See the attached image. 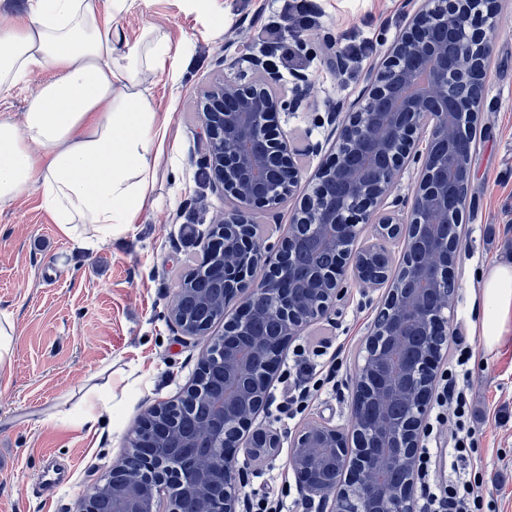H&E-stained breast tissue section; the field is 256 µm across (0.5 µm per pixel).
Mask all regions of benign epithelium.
I'll list each match as a JSON object with an SVG mask.
<instances>
[{"mask_svg": "<svg viewBox=\"0 0 512 512\" xmlns=\"http://www.w3.org/2000/svg\"><path fill=\"white\" fill-rule=\"evenodd\" d=\"M470 0H420L407 26L390 45L364 98L340 115L331 157L318 168L295 210L288 234L271 243L259 237L257 215L292 195L303 173L288 137L273 118L301 102L297 78L285 100L274 68L253 61L246 82H213L198 100L205 140V169L229 207L201 241L202 260L187 274L168 309L184 336H204L224 320L227 303L239 311L224 320V334L202 355L192 382L174 401L149 406L134 431L129 454L79 501L76 512H244L240 497L250 470L237 453L255 456L280 447L277 435L251 426L271 398L272 380L288 344L330 313L348 282L373 301L385 289L370 326L361 362L354 368L350 425L307 423L289 443L288 464L306 495L332 499L331 512H416L415 483L423 437L435 391L439 354L414 336L448 334L456 292L448 291L470 205V170L475 146L464 141L459 117L477 120L480 99L454 91L461 79L484 82L491 51L490 21L497 0H484L486 16ZM460 33L448 57L440 34ZM426 149H418L423 134ZM419 179L403 200L405 211L384 202L409 163ZM377 225L371 241L355 247L361 225ZM401 245L398 263L391 246ZM336 253V264L312 261L305 273L299 254ZM263 266V277L255 271ZM217 276L223 294H194V281ZM207 309L192 316L186 301ZM267 319L278 325L259 331ZM411 402L397 417L390 406ZM209 404L194 435L181 422Z\"/></svg>", "mask_w": 512, "mask_h": 512, "instance_id": "1", "label": "benign epithelium"}]
</instances>
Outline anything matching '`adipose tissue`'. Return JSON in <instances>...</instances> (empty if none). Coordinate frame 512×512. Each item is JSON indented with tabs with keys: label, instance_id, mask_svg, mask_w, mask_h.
Masks as SVG:
<instances>
[{
	"label": "adipose tissue",
	"instance_id": "1",
	"mask_svg": "<svg viewBox=\"0 0 512 512\" xmlns=\"http://www.w3.org/2000/svg\"><path fill=\"white\" fill-rule=\"evenodd\" d=\"M138 0H28V19L0 12V94L33 68L52 76L21 121L0 120V206L38 187L61 234L91 247L140 223L152 202L171 115L150 78L167 72L172 41L151 24L135 36L114 26ZM481 335L501 344L512 319V261L482 280Z\"/></svg>",
	"mask_w": 512,
	"mask_h": 512
}]
</instances>
